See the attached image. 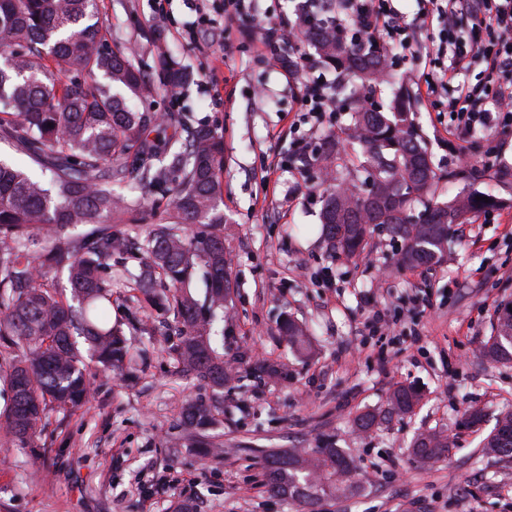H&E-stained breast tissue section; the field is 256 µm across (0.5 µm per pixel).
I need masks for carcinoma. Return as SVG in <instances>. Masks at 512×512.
Segmentation results:
<instances>
[{
	"instance_id": "carcinoma-1",
	"label": "carcinoma",
	"mask_w": 512,
	"mask_h": 512,
	"mask_svg": "<svg viewBox=\"0 0 512 512\" xmlns=\"http://www.w3.org/2000/svg\"><path fill=\"white\" fill-rule=\"evenodd\" d=\"M306 16L302 32L321 63L351 77L340 100L351 123L331 133L303 167L324 172L322 232L334 250L358 255L381 226L400 241L402 264L428 266L447 251L453 224L496 206L476 194L443 203H415L428 195L436 173L411 118L414 101L398 89L388 110L362 106L365 94L388 82L383 48L357 47L329 11ZM98 0H0V140L26 152L49 172L48 183L0 159V336L16 354L0 366L11 392L0 412V433L25 448L40 435L49 412L77 409L87 395V364L75 337L106 370L123 365L128 347L112 325V260L139 235L146 260L131 287L157 308L173 310L172 349L183 371L206 381L210 406L188 405L185 424L205 430L221 412L224 344L219 325L231 290L224 250V139L199 125L184 127L180 113L154 112L158 93L180 86L187 74L171 61L158 78L133 52L111 38ZM134 182L167 197L164 205L133 199L121 188ZM125 225L134 233L117 229ZM67 275L69 292L53 286ZM512 302L498 307L483 356L512 361ZM288 343L306 349L303 327L282 322ZM420 400L412 386L390 396L389 413L408 414ZM452 440L424 432L413 444L422 459L440 458ZM482 451L512 456V410L501 413ZM273 490L313 505L324 497H351L362 487L355 459L332 445L269 455Z\"/></svg>"
}]
</instances>
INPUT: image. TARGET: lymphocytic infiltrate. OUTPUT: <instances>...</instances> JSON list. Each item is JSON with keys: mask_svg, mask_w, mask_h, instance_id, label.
<instances>
[{"mask_svg": "<svg viewBox=\"0 0 512 512\" xmlns=\"http://www.w3.org/2000/svg\"><path fill=\"white\" fill-rule=\"evenodd\" d=\"M354 18L358 40L378 39L389 48L409 51L413 26L431 27L435 19H445L431 51V66L415 77L421 95L431 99L437 111L448 113V132L460 144H467L477 131L487 128L512 133V0H421L416 23H407L393 0H343ZM248 0H223L221 23L206 14L187 22L180 35L194 44L200 35L209 34L213 44L223 45L224 28L248 14ZM483 58L495 80L483 85L461 84L456 96L441 94L448 80L468 71L475 58ZM315 58L307 57L294 80L299 88V109L317 118L332 111L327 85L314 75ZM493 102L492 109L481 110V98Z\"/></svg>", "mask_w": 512, "mask_h": 512, "instance_id": "lymphocytic-infiltrate-1", "label": "lymphocytic infiltrate"}]
</instances>
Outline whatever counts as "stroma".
I'll list each match as a JSON object with an SVG mask.
<instances>
[{
	"instance_id": "obj_1",
	"label": "stroma",
	"mask_w": 512,
	"mask_h": 512,
	"mask_svg": "<svg viewBox=\"0 0 512 512\" xmlns=\"http://www.w3.org/2000/svg\"><path fill=\"white\" fill-rule=\"evenodd\" d=\"M167 10L162 22L154 0H100L113 37L143 67L170 57L190 74L178 99L160 93L153 109L224 136V247L234 281L224 360L238 373L212 430L224 453L204 457L191 446L182 411L210 402L212 391L182 373L172 315L127 288L140 262L130 256L112 268V322L130 348L123 370L89 363L82 407L51 412L29 447L0 442V512H177L183 504L193 512H512V459L480 451L512 407V361L479 355L497 307L512 301V137L485 130L458 160L446 117L417 99L414 119L438 174L431 199L488 192L498 207L453 225L445 257L430 267L399 264L384 227L361 256L334 253L316 232L322 189L298 174L291 155L340 131L348 114L303 119L297 85L263 62L251 19L219 50L179 37L193 15L186 0ZM375 311L388 327H367ZM286 314L306 328V354L280 335ZM264 360L280 364L281 377L259 373ZM401 385L417 388L420 403L388 415ZM468 405L485 413L480 426H461ZM367 411L380 419L358 432L354 419ZM423 431L453 435L445 457L412 454ZM327 441L369 472L357 495L311 509L270 492L267 454Z\"/></svg>"
}]
</instances>
